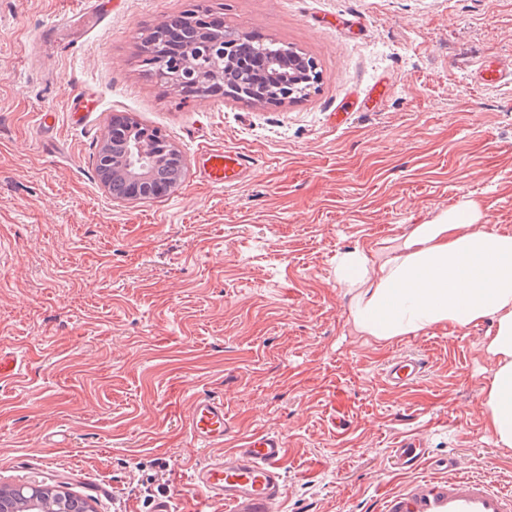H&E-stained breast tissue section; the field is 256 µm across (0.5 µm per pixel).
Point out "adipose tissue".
<instances>
[{
	"label": "adipose tissue",
	"mask_w": 512,
	"mask_h": 512,
	"mask_svg": "<svg viewBox=\"0 0 512 512\" xmlns=\"http://www.w3.org/2000/svg\"><path fill=\"white\" fill-rule=\"evenodd\" d=\"M336 285L350 298L354 331L378 341L489 323L483 347L494 368L480 406L496 444L512 447L511 228L490 224L465 198L382 250L340 253Z\"/></svg>",
	"instance_id": "adipose-tissue-1"
}]
</instances>
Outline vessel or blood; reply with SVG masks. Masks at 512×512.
Instances as JSON below:
<instances>
[{"label": "vessel or blood", "mask_w": 512, "mask_h": 512, "mask_svg": "<svg viewBox=\"0 0 512 512\" xmlns=\"http://www.w3.org/2000/svg\"><path fill=\"white\" fill-rule=\"evenodd\" d=\"M478 79L496 84L512 79V65L487 61L476 70ZM200 172L216 185L237 183L252 166L239 151L204 150ZM423 359L404 354L383 371L387 385L405 388L425 372ZM188 435L213 454L194 465L188 476L191 488L206 500L225 504L228 512H278L286 476L287 443L276 432L237 436L224 413V402L213 396H196L186 419ZM385 512H512V493L471 477L422 481L409 492L388 497Z\"/></svg>", "instance_id": "b4317fda"}]
</instances>
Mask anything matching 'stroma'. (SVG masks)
Returning a JSON list of instances; mask_svg holds the SVG:
<instances>
[{"mask_svg": "<svg viewBox=\"0 0 512 512\" xmlns=\"http://www.w3.org/2000/svg\"><path fill=\"white\" fill-rule=\"evenodd\" d=\"M198 0H0V488L60 485L95 512H225L187 485L210 455L184 423L223 398L238 434L287 442L278 512H383L457 474L512 492V447L479 405L481 324L377 342L355 335L336 256L401 236L462 197L512 227V0H205L237 33L313 57L306 98L184 97L143 76L139 46ZM170 136L182 181L117 200L95 159L113 115ZM241 150L231 187L202 149ZM427 359L405 389L382 371ZM419 438L423 463L394 454ZM476 75L478 79L488 84L510 81L512 79V65L486 61L476 69ZM199 166L204 179L216 185L228 186L241 180L252 166L249 155L239 151L200 152Z\"/></svg>", "mask_w": 512, "mask_h": 512, "instance_id": "stroma-1", "label": "stroma"}]
</instances>
